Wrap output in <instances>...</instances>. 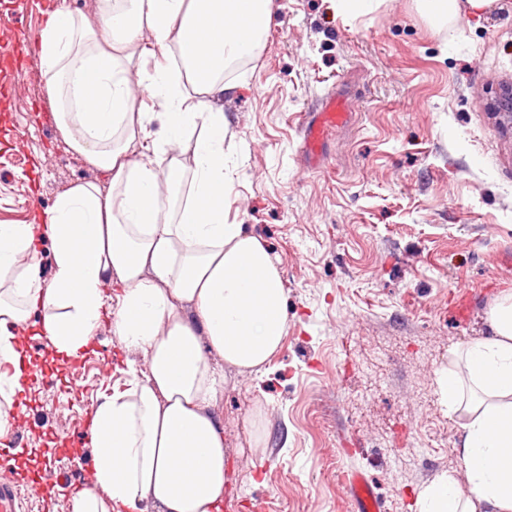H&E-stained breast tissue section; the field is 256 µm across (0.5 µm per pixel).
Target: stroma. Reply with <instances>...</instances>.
Listing matches in <instances>:
<instances>
[{"label":"stroma","mask_w":512,"mask_h":512,"mask_svg":"<svg viewBox=\"0 0 512 512\" xmlns=\"http://www.w3.org/2000/svg\"><path fill=\"white\" fill-rule=\"evenodd\" d=\"M62 4L96 8L0 0L12 20L0 47L17 58L0 80L23 101L0 105V223H40L75 184L107 180L64 142L39 55L19 50L22 36L39 45ZM271 9L258 49L226 77L227 221L279 258L288 333L259 374L210 357L225 490L265 512H351L338 473L360 468L387 512H418L436 476L466 480L464 419L444 406L438 378L453 350L490 335L489 310L512 292V134L496 110L512 85V0L443 26L418 0H377L356 18L334 0ZM330 95L348 119L313 166L301 126ZM130 359L146 355L102 324L91 350L49 372L18 450L91 483V449L69 445Z\"/></svg>","instance_id":"1"}]
</instances>
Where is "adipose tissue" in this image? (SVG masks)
Listing matches in <instances>:
<instances>
[{"mask_svg":"<svg viewBox=\"0 0 512 512\" xmlns=\"http://www.w3.org/2000/svg\"><path fill=\"white\" fill-rule=\"evenodd\" d=\"M271 21V0H97L94 17L60 6L42 30L57 127L109 183L76 184L41 225L0 224V429L23 390L17 332L31 312L57 354L85 351L107 315L119 342L148 356L93 410V483L73 512H219L224 424L210 411L221 383L209 356L261 372L288 329L278 261L226 219L218 107L233 90L229 59L251 56ZM44 238L47 282L32 266ZM489 321L491 336L467 343L438 381L465 418L468 488L438 475L419 512H512V295Z\"/></svg>","mask_w":512,"mask_h":512,"instance_id":"1","label":"adipose tissue"}]
</instances>
